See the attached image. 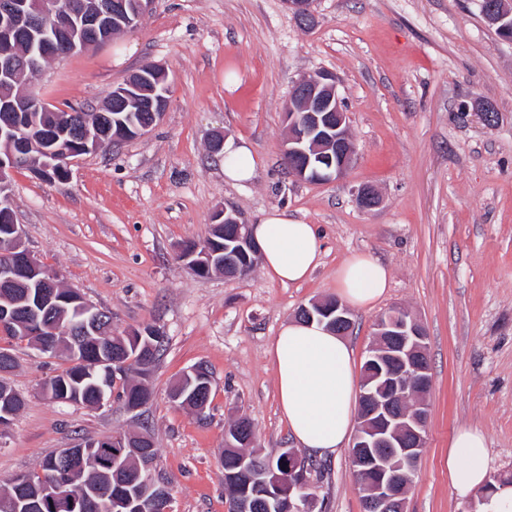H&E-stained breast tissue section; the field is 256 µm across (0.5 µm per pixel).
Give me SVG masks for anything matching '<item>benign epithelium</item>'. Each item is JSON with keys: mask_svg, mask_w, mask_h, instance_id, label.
<instances>
[{"mask_svg": "<svg viewBox=\"0 0 512 512\" xmlns=\"http://www.w3.org/2000/svg\"><path fill=\"white\" fill-rule=\"evenodd\" d=\"M288 11L297 19L309 22L314 19L312 0H284ZM154 4V0H131L122 4L120 12H112V6H101L86 10L82 0H75L66 10L56 9L53 0H11L0 10V79L8 82L15 78L18 58L13 55V44L24 36L33 46L44 50L52 47L55 40L67 36L70 52L87 45L88 36L95 43L108 42L116 29L125 30L134 26ZM481 9L489 23L496 27L500 36L512 42V0H483ZM119 19L118 28H112V18ZM162 79L167 76L165 67L147 62L141 70L133 73L125 83L112 88L109 102L115 106H125L140 92V83L150 77ZM168 99L158 97V101L148 100L144 109L151 112L152 121L148 125L133 128V132L122 131V136L114 137L115 142L146 134L163 118ZM54 108L45 100L18 94L0 102V112H52ZM288 119V140L283 152L290 173L298 180H332L343 176L355 158V149L349 136V117L342 100L336 92V78L326 71L300 78L294 85L286 110ZM15 125L8 122L0 127V137H6L8 148L0 155V218L10 224L15 245L13 261L0 266V286L13 284L20 273L50 286L42 291L47 298L56 297L59 285L55 273L47 269L24 245L21 226L17 224L8 192L7 174L16 169L19 160L29 149L27 142L13 136ZM50 148L42 149L44 159L38 175L51 179L57 171L69 167L82 156L99 150L98 139L88 134L83 144L75 149L63 151L53 147L58 141L57 131L48 134ZM216 224L236 225L233 234L227 236L228 244L224 251L234 250V254H244L256 249L249 225L240 223L232 210L218 209L214 214ZM180 255L185 265L198 274L211 266L210 252L200 251V247H181ZM332 317L330 324L347 332L352 326L349 310L341 303L313 301L300 307L299 319L310 322L315 316ZM375 342L369 348L367 366L372 377L365 383L360 395L364 400V410L354 434L352 445L355 460L360 472H370L374 479L356 482V490L362 496L365 512H408L407 492L412 477L408 470L418 460L425 447L427 404L423 399L432 384L431 361L424 327L400 308L382 315L375 324ZM124 335L129 338L132 350L126 351L123 360H112V373L136 364L140 368L151 366L152 354L156 353V340L162 336L158 328L152 332L128 329ZM149 436L141 434L133 437L116 435L107 441L89 463L112 468L117 475L126 470L122 462L125 449H133L136 455L142 454ZM278 455L288 464V483L303 491L307 487V461L293 448H281ZM253 457L245 455L240 460L244 469L252 472V480L260 490L259 498L240 496L235 502V512H256L262 507L267 512H312L314 497L304 499L301 507L277 490L276 481L267 478L268 470L253 469ZM49 502L68 495L66 483L52 475L44 480ZM128 507L127 512H143L152 506L156 512H170L171 495L161 494L148 501L130 494L112 497V509Z\"/></svg>", "mask_w": 512, "mask_h": 512, "instance_id": "7a95c632", "label": "benign epithelium"}]
</instances>
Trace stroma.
I'll list each match as a JSON object with an SVG mask.
<instances>
[{
	"label": "stroma",
	"mask_w": 512,
	"mask_h": 512,
	"mask_svg": "<svg viewBox=\"0 0 512 512\" xmlns=\"http://www.w3.org/2000/svg\"><path fill=\"white\" fill-rule=\"evenodd\" d=\"M301 25L283 0H155L137 26L105 45L50 62L32 88L57 108L103 104L145 62L168 73L169 103L148 134L84 155L64 180L9 175L27 248L60 282L110 311L120 332L165 334L146 379L149 403L130 412L55 403L43 381L62 359L0 333L16 366L7 383L24 400L0 430V490L41 473L83 439L148 431L172 512H228L221 450L238 419L264 452L295 447L279 409L268 348L300 306L336 295V271L368 254L390 269L386 294L351 309L345 340L363 365L378 317L400 307L423 325L433 386L426 446L408 512H466L448 484V442L481 429L489 474L512 470V43L485 21L479 0H314ZM335 74L356 159L339 179L286 173L284 110L295 82ZM491 103L486 122L472 103ZM244 138L259 159L251 182H225L214 133ZM371 186L370 210L356 194ZM255 223L277 207L316 225L323 255L309 282L244 276L202 279L179 257L203 243L218 208ZM212 373L205 416L176 406L184 371ZM316 512H363L349 450L314 458Z\"/></svg>",
	"instance_id": "stroma-1"
}]
</instances>
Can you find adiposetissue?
Masks as SVG:
<instances>
[{
    "instance_id": "1",
    "label": "adipose tissue",
    "mask_w": 512,
    "mask_h": 512,
    "mask_svg": "<svg viewBox=\"0 0 512 512\" xmlns=\"http://www.w3.org/2000/svg\"><path fill=\"white\" fill-rule=\"evenodd\" d=\"M224 179L250 181L258 160L244 139L224 142ZM262 268L274 281H308L321 258L315 225L273 207L251 227ZM389 286L386 265L367 254L346 259L336 273V292L355 308L373 306ZM268 354L275 368L279 408L298 444L320 456L337 455L347 443L358 402L352 351L341 336L317 322L301 320L281 327ZM490 450L482 430L463 426L454 433L446 465L458 498L477 496L488 479Z\"/></svg>"
}]
</instances>
